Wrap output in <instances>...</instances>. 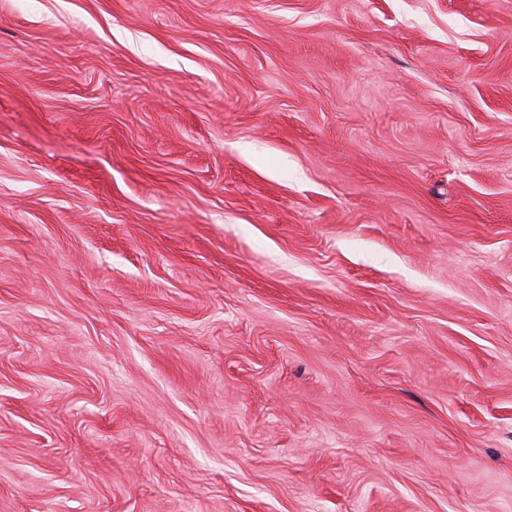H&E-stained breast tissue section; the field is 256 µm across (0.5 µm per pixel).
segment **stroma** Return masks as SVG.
Returning a JSON list of instances; mask_svg holds the SVG:
<instances>
[{"mask_svg": "<svg viewBox=\"0 0 512 512\" xmlns=\"http://www.w3.org/2000/svg\"><path fill=\"white\" fill-rule=\"evenodd\" d=\"M0 512H512V0H0Z\"/></svg>", "mask_w": 512, "mask_h": 512, "instance_id": "stroma-1", "label": "stroma"}]
</instances>
